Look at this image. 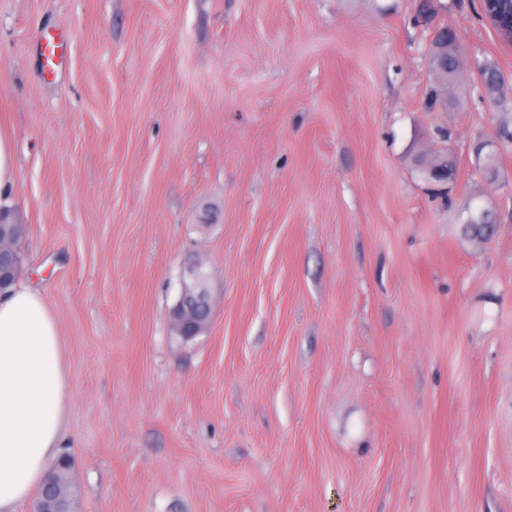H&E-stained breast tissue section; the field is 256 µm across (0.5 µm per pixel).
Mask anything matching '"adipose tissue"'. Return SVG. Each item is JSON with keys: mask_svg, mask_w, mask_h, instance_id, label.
I'll use <instances>...</instances> for the list:
<instances>
[{"mask_svg": "<svg viewBox=\"0 0 512 512\" xmlns=\"http://www.w3.org/2000/svg\"><path fill=\"white\" fill-rule=\"evenodd\" d=\"M71 398L62 338L45 295L0 289V512L41 489L65 446Z\"/></svg>", "mask_w": 512, "mask_h": 512, "instance_id": "adipose-tissue-1", "label": "adipose tissue"}]
</instances>
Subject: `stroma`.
I'll use <instances>...</instances> for the list:
<instances>
[{
  "label": "stroma",
  "mask_w": 512,
  "mask_h": 512,
  "mask_svg": "<svg viewBox=\"0 0 512 512\" xmlns=\"http://www.w3.org/2000/svg\"><path fill=\"white\" fill-rule=\"evenodd\" d=\"M432 2L500 94L469 68L426 109L419 0H0L77 512H512V45L479 0ZM440 129L444 197L415 167ZM199 261L213 314L184 340ZM463 224H465L466 231L473 238L485 242L490 238L493 224H496V218L490 208L480 207L477 212H470Z\"/></svg>",
  "instance_id": "stroma-1"
}]
</instances>
